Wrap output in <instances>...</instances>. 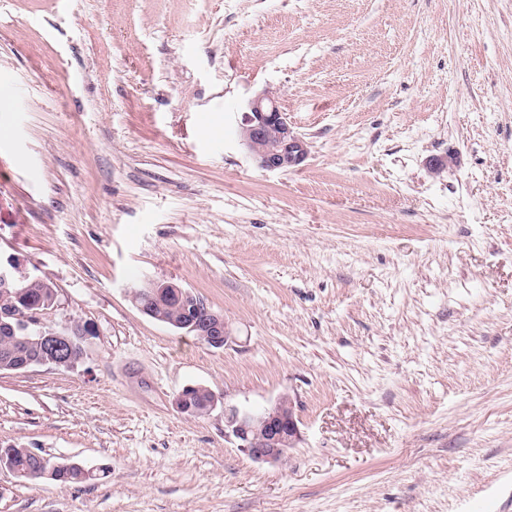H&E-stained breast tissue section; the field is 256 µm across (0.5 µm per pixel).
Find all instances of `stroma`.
Here are the masks:
<instances>
[{
	"instance_id": "35a3bbf8",
	"label": "stroma",
	"mask_w": 512,
	"mask_h": 512,
	"mask_svg": "<svg viewBox=\"0 0 512 512\" xmlns=\"http://www.w3.org/2000/svg\"><path fill=\"white\" fill-rule=\"evenodd\" d=\"M0 257L95 325L73 368L0 372V512H512V0H0ZM277 98L310 141L256 167ZM455 153L435 178L428 160ZM172 281L213 349L129 297ZM295 405L283 464L224 409ZM238 137L256 166L266 171H288L309 156L311 144L288 121L277 101L264 93L247 103ZM132 300L138 310L150 318H158L161 304L176 301L183 308V316L175 325L187 329L199 342L215 349L226 346L231 338L229 323L222 313L214 311L203 299L190 290L169 281L151 280L134 287ZM199 311L204 312L201 317ZM174 328L172 323H166ZM196 388H206V389H209V388L204 387V386L188 385V386L184 387L183 390H181L178 393V395L176 396V398H175V406L179 410V412L184 413V414H188V415H192V416H197V417L206 416V415L210 414L217 407V403L219 401L218 396L211 389H209L211 391V393H212V396H211V399H210L209 406H208L207 410L205 412H203V413L194 412L192 407H186L185 406L183 392L185 390H187V389H196ZM206 389L188 391L186 393V396H187L189 402L192 405H195V406H198V407H202L203 401L208 396V391ZM16 456H17V463L22 468L26 467H34L33 461L26 453V448L17 446V448H13ZM11 448V446L0 448V468L2 465L6 466L8 469H10L12 472H14L18 477L23 478H30V477H42V476H50L52 478L53 476H56V474L59 471L62 472H77L81 478L91 476L94 472L93 469H87L83 465L69 461V460H63V461H50V459L44 458L36 453L34 455L37 458V461L39 462L38 467H35L34 469H28V470H19L14 465V458L15 453ZM58 473L56 478H52L55 481L61 482L63 484H78V483H84L89 480H93L94 478H90L87 480H75L77 477V474H64V473Z\"/></svg>"
}]
</instances>
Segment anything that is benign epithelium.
<instances>
[{
    "instance_id": "1",
    "label": "benign epithelium",
    "mask_w": 512,
    "mask_h": 512,
    "mask_svg": "<svg viewBox=\"0 0 512 512\" xmlns=\"http://www.w3.org/2000/svg\"><path fill=\"white\" fill-rule=\"evenodd\" d=\"M244 123L238 129V137L248 150L256 166L266 171H287L300 166L309 156L311 144L288 121L277 101L264 93L247 103ZM456 164L451 153L431 158L428 172L439 177ZM28 278L21 273L19 264L12 258L0 264V293L12 294L20 281ZM132 300L144 315L157 317V308L175 301L183 308L184 317L177 326L198 341L215 349L226 346L231 338V329L224 315L210 308L203 299L190 290L169 281L151 280L132 291ZM48 310L26 308L0 310V328L15 335L19 332L35 331V335L24 337L39 352L38 365L62 366L76 359L75 338L88 340L96 335L91 322L74 321L58 329L46 320ZM224 437L237 443L254 461L266 464H280L288 456V450L295 447L300 439L295 408L288 396L280 397L272 406L262 411L224 406ZM15 453L11 447L0 448V466L4 465L23 478L55 476L58 472H76L88 477L93 470L69 461H51L37 456L38 467L19 470L14 465Z\"/></svg>"
}]
</instances>
